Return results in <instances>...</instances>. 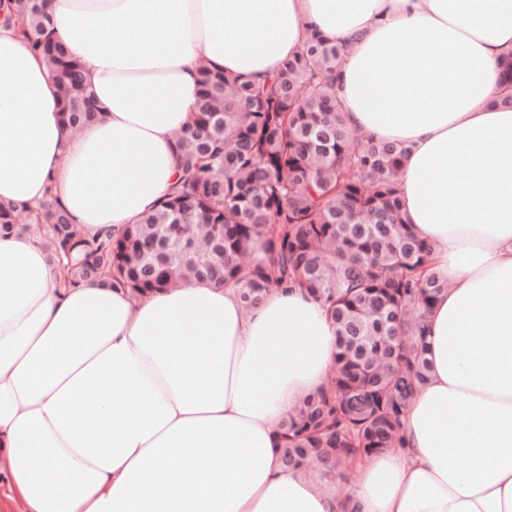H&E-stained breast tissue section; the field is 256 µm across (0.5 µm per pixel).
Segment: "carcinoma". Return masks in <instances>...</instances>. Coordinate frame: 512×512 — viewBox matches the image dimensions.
<instances>
[{"mask_svg": "<svg viewBox=\"0 0 512 512\" xmlns=\"http://www.w3.org/2000/svg\"><path fill=\"white\" fill-rule=\"evenodd\" d=\"M9 4L4 22L48 62L63 122L78 131L97 120L44 0ZM343 52L315 38L265 81L202 66L195 112L177 134L180 179L119 235L86 236L51 186L29 212L0 206V234H45L66 286L99 280L147 295L192 280L232 284L246 310L273 287L320 300L335 363L325 389L277 429L282 465L328 491L341 468L404 446L402 420L429 378L425 318L448 290L401 210L404 148L357 139L347 123L335 83Z\"/></svg>", "mask_w": 512, "mask_h": 512, "instance_id": "carcinoma-1", "label": "carcinoma"}]
</instances>
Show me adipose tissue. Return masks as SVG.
Listing matches in <instances>:
<instances>
[{
  "label": "adipose tissue",
  "instance_id": "obj_1",
  "mask_svg": "<svg viewBox=\"0 0 512 512\" xmlns=\"http://www.w3.org/2000/svg\"><path fill=\"white\" fill-rule=\"evenodd\" d=\"M103 115L67 128L46 61L0 26V205L55 186L85 234L122 232L178 177L199 67L256 80L311 35L345 45L348 123L403 145L400 201L448 291L404 449L359 464L354 512H512V0H47ZM319 300L190 281L136 298L63 286L0 237V498L12 512H345L284 467L277 423L326 384ZM180 460L174 470L172 460Z\"/></svg>",
  "mask_w": 512,
  "mask_h": 512
}]
</instances>
